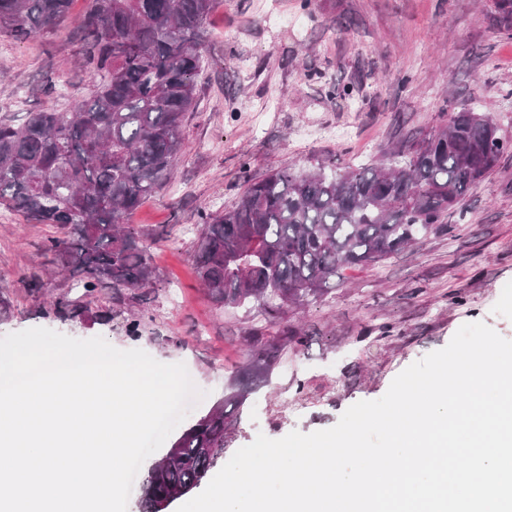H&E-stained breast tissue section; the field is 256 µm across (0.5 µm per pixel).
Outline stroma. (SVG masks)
<instances>
[{"instance_id":"1","label":"stroma","mask_w":512,"mask_h":512,"mask_svg":"<svg viewBox=\"0 0 512 512\" xmlns=\"http://www.w3.org/2000/svg\"><path fill=\"white\" fill-rule=\"evenodd\" d=\"M0 35V121L70 111L90 93L75 25ZM491 0H215L205 68L170 181L131 216L149 246L155 280L131 293H86L45 256L49 224L0 206V335L43 327L159 362L185 364L205 397L233 419L220 463L254 441L333 427L359 401L482 322L512 340V151L462 201L453 233L430 235L389 259L342 269L304 308L271 318L257 304L220 306L199 286L197 228L205 212L238 202L245 177L282 164L308 171L372 166L443 126L453 109L491 112L512 140V35L490 21ZM38 287H26L28 279ZM75 301L62 319L49 301ZM141 318L137 337L127 320ZM301 327L303 344L279 347L268 374L234 403L236 378L256 357L251 338Z\"/></svg>"}]
</instances>
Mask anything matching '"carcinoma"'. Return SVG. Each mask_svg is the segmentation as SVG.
Wrapping results in <instances>:
<instances>
[{
	"instance_id": "obj_1",
	"label": "carcinoma",
	"mask_w": 512,
	"mask_h": 512,
	"mask_svg": "<svg viewBox=\"0 0 512 512\" xmlns=\"http://www.w3.org/2000/svg\"><path fill=\"white\" fill-rule=\"evenodd\" d=\"M71 0H0V34L31 37L69 17ZM214 0H89L78 54L92 86L71 112L0 122V205L60 236L44 253L102 287L153 284L148 248L127 223L172 176L196 105ZM512 30V0H493ZM512 149L491 112L448 113L402 161L343 174L277 167L245 180L239 201L202 214L198 279L219 303L276 313L321 295L343 267L385 260L430 234ZM231 419L218 407L187 428L149 472L143 512H163L197 488L224 452Z\"/></svg>"
}]
</instances>
